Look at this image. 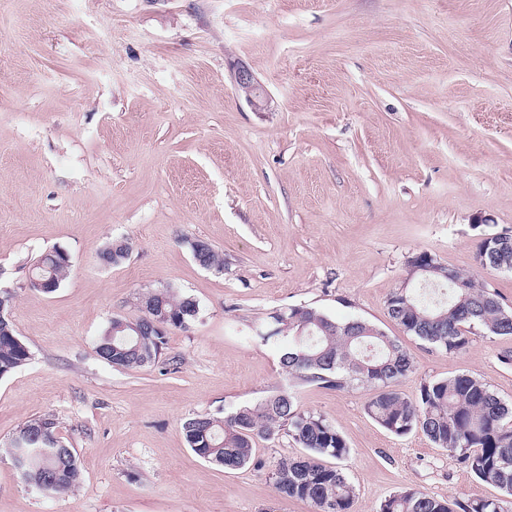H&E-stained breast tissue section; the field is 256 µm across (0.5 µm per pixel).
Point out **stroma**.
I'll return each instance as SVG.
<instances>
[{
	"mask_svg": "<svg viewBox=\"0 0 512 512\" xmlns=\"http://www.w3.org/2000/svg\"><path fill=\"white\" fill-rule=\"evenodd\" d=\"M247 67L272 99L233 83ZM512 231V0H0V290L28 345L0 378V445L53 415L81 464L65 495L36 492L0 459V512H313L271 471L298 446L258 442L230 471L186 444L182 424L272 391L344 436L352 512L413 487L449 501L494 497L422 434L394 435L369 391L294 388L256 339L274 311L359 317L416 371L399 389L456 374L512 403V336L475 330L446 354L406 334L386 301L426 251L512 306V272L476 260ZM134 250L107 267L115 239ZM207 242L222 269L199 266ZM60 248L51 293L29 268ZM175 288L199 306L152 366L95 352L140 296ZM234 82L240 91H243L247 100L258 110L270 107L272 99L256 81L253 74L244 67L234 71Z\"/></svg>",
	"mask_w": 512,
	"mask_h": 512,
	"instance_id": "stroma-1",
	"label": "stroma"
}]
</instances>
